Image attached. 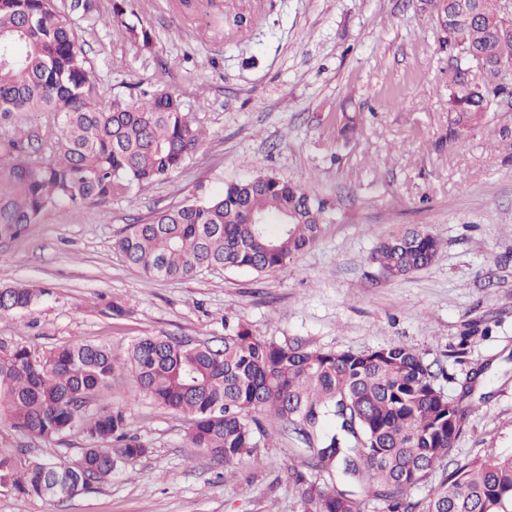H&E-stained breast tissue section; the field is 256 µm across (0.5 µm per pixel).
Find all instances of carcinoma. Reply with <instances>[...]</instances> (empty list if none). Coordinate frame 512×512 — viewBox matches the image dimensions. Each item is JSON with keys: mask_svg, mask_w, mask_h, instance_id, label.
I'll return each instance as SVG.
<instances>
[{"mask_svg": "<svg viewBox=\"0 0 512 512\" xmlns=\"http://www.w3.org/2000/svg\"><path fill=\"white\" fill-rule=\"evenodd\" d=\"M112 0L115 21L149 47L150 31ZM448 52V141L483 125L512 99V14L499 0H428ZM100 21L96 0H0V119L50 112L57 128L40 137L0 133V240L14 239L65 206L128 196L163 181L205 137L182 100L150 85L105 102L76 23ZM326 205L268 172L130 225L116 242L125 262L160 280L203 268L273 273L318 239ZM262 217L263 224L252 223ZM441 240L410 229L382 241L372 260L386 279L429 266ZM39 294L0 287V315L31 309ZM131 377L157 405L189 422L190 447L226 465L254 455L268 418L302 437L312 479L301 482L305 512H363L364 490L384 512H512V456L451 471L426 498L413 491L443 466L468 408L436 387L423 356L400 344L364 351L284 344L244 324L223 344L139 336L121 347L70 343L47 353L0 345V426L44 442L79 431L72 458L21 462L0 448V489L44 500L71 499L112 480L148 454L123 407L102 404Z\"/></svg>", "mask_w": 512, "mask_h": 512, "instance_id": "cac0c4a2", "label": "carcinoma"}]
</instances>
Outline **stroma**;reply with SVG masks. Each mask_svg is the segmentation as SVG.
I'll list each match as a JSON object with an SVG mask.
<instances>
[{
    "label": "stroma",
    "instance_id": "35a3bbf8",
    "mask_svg": "<svg viewBox=\"0 0 512 512\" xmlns=\"http://www.w3.org/2000/svg\"><path fill=\"white\" fill-rule=\"evenodd\" d=\"M150 48L118 26L81 25L101 89L169 88L206 129L168 179L128 197L60 208L0 241V283L41 290L0 315V344L39 352L146 335L220 343L238 323L310 348L403 344L469 412L449 453L512 454V105L448 139V55L421 0H129ZM325 201L316 243L271 274L143 276L114 243L154 211L220 194L257 171ZM412 227L442 241L433 264L384 279L371 255ZM125 303V316L107 305ZM468 345H461V338ZM146 456L69 501L0 492V512H303L294 434L264 421L258 459L222 465L190 448L187 422L113 386Z\"/></svg>",
    "mask_w": 512,
    "mask_h": 512
}]
</instances>
